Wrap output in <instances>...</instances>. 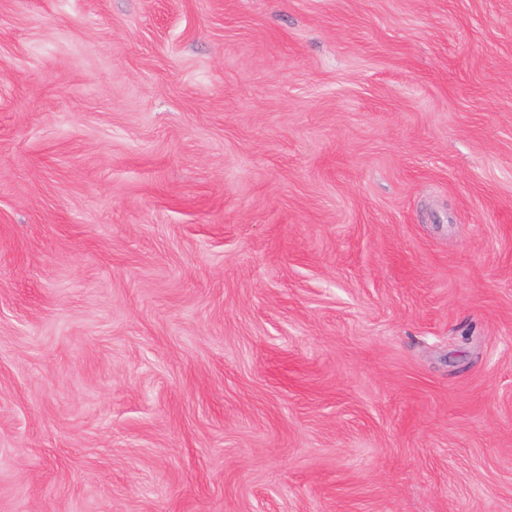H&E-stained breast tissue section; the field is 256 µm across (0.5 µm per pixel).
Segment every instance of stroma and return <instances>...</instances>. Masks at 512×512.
Listing matches in <instances>:
<instances>
[{
  "label": "stroma",
  "instance_id": "obj_1",
  "mask_svg": "<svg viewBox=\"0 0 512 512\" xmlns=\"http://www.w3.org/2000/svg\"><path fill=\"white\" fill-rule=\"evenodd\" d=\"M0 512H512V0H0Z\"/></svg>",
  "mask_w": 512,
  "mask_h": 512
}]
</instances>
